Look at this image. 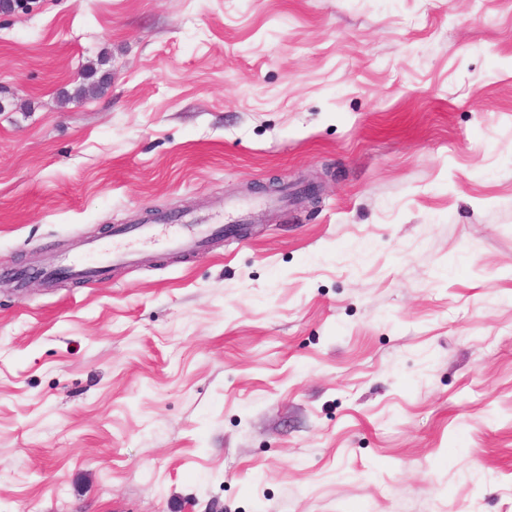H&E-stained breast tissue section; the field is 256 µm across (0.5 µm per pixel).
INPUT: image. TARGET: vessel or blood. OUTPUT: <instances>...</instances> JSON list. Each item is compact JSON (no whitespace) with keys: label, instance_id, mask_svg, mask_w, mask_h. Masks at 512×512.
<instances>
[{"label":"vessel or blood","instance_id":"obj_1","mask_svg":"<svg viewBox=\"0 0 512 512\" xmlns=\"http://www.w3.org/2000/svg\"><path fill=\"white\" fill-rule=\"evenodd\" d=\"M242 210V205H228L224 210L223 221L219 224H207L203 220L183 215L175 224H138L121 227L117 229L116 235L130 242L157 243L176 250L197 251L204 249L209 239L220 232L222 224L235 222ZM134 258L135 253L132 250L92 242L83 254L62 258L59 265L73 275L91 279L96 277L105 265L129 264Z\"/></svg>","mask_w":512,"mask_h":512}]
</instances>
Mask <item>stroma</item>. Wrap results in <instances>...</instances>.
Returning a JSON list of instances; mask_svg holds the SVG:
<instances>
[{
    "label": "stroma",
    "instance_id": "35a3bbf8",
    "mask_svg": "<svg viewBox=\"0 0 512 512\" xmlns=\"http://www.w3.org/2000/svg\"><path fill=\"white\" fill-rule=\"evenodd\" d=\"M229 199L0 285V512H512V0L0 18V269ZM139 220L135 226L118 228L113 236L129 242L157 243L176 250L197 251L204 249L209 239L223 230L216 221L206 224L186 215L178 218L180 224H146L149 215ZM135 252L130 249H118L103 242H90L85 252L78 256L64 257L59 266L68 269L73 275L92 279L107 264H131Z\"/></svg>",
    "mask_w": 512,
    "mask_h": 512
}]
</instances>
